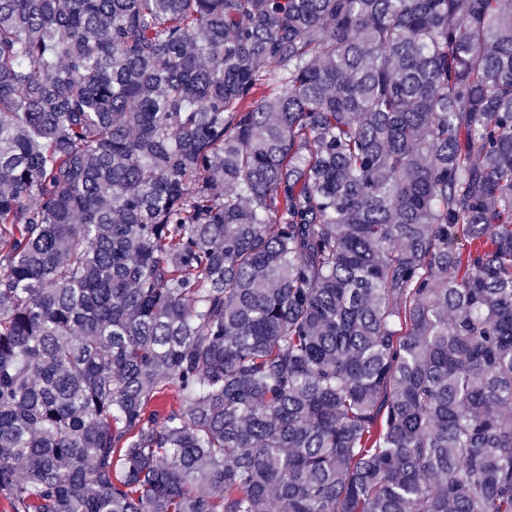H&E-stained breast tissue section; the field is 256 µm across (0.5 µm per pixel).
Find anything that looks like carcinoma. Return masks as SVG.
Wrapping results in <instances>:
<instances>
[{"label": "carcinoma", "instance_id": "cac0c4a2", "mask_svg": "<svg viewBox=\"0 0 512 512\" xmlns=\"http://www.w3.org/2000/svg\"><path fill=\"white\" fill-rule=\"evenodd\" d=\"M273 495L512 512V0H0V499Z\"/></svg>", "mask_w": 512, "mask_h": 512}]
</instances>
